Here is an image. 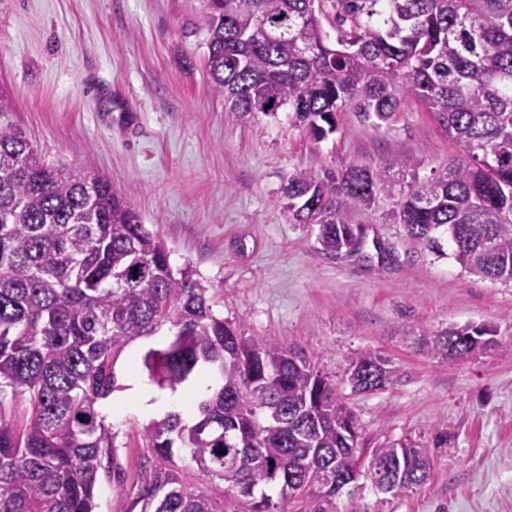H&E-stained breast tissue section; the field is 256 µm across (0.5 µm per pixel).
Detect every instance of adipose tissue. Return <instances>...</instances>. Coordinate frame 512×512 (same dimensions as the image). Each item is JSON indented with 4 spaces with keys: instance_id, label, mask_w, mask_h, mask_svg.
Masks as SVG:
<instances>
[{
    "instance_id": "ef3b65f1",
    "label": "adipose tissue",
    "mask_w": 512,
    "mask_h": 512,
    "mask_svg": "<svg viewBox=\"0 0 512 512\" xmlns=\"http://www.w3.org/2000/svg\"><path fill=\"white\" fill-rule=\"evenodd\" d=\"M126 390L113 393L110 400L104 401L100 413L106 419L120 421L127 414L138 413L146 417L162 416L171 411L181 412L185 420H192L193 411L179 393H160L141 381L136 370L127 372Z\"/></svg>"
}]
</instances>
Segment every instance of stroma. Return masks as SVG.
<instances>
[{"mask_svg": "<svg viewBox=\"0 0 512 512\" xmlns=\"http://www.w3.org/2000/svg\"><path fill=\"white\" fill-rule=\"evenodd\" d=\"M200 10L201 0H0L5 122L47 161L108 178L244 335L317 356L341 382L366 447L429 446L448 431L425 485L395 496L364 489L366 512H512V282L464 271L447 235L434 251L390 218L414 179L463 150L411 95L390 126L344 112L319 143L284 112L243 123L210 88ZM394 157L415 166L391 171L392 195L347 213L359 251L326 253L316 225L284 207L297 171L377 169ZM468 322L491 324L497 347L445 362L411 340ZM369 349L389 355L401 380L352 392L345 369ZM147 425L130 415L112 426L127 479Z\"/></svg>", "mask_w": 512, "mask_h": 512, "instance_id": "1", "label": "stroma"}]
</instances>
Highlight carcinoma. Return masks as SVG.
Returning a JSON list of instances; mask_svg holds the SVG:
<instances>
[{
  "label": "carcinoma",
  "instance_id": "carcinoma-1",
  "mask_svg": "<svg viewBox=\"0 0 512 512\" xmlns=\"http://www.w3.org/2000/svg\"><path fill=\"white\" fill-rule=\"evenodd\" d=\"M202 2L211 88L246 123L285 111L321 142L343 112L380 129L406 95L421 101L466 158L415 181L395 221L429 244L448 235L465 271L512 282V0ZM413 166L301 170L283 195L296 221L319 225L324 251H353L346 212L390 193L385 171ZM208 293L106 177L47 162L0 123V398L25 405L19 419L0 413V512H95L98 472L117 460L97 404L125 348L164 330L140 357L148 380L174 391L208 369L219 385L193 422L170 412L148 424L127 512H288L296 499L336 512L343 493L345 512H364L360 478L381 493L429 480L434 454L408 440L364 462L336 381L302 349L242 335ZM417 341L446 361L496 346L486 323ZM346 380L373 393L399 375L366 350ZM190 470L225 487L217 495Z\"/></svg>",
  "mask_w": 512,
  "mask_h": 512
}]
</instances>
